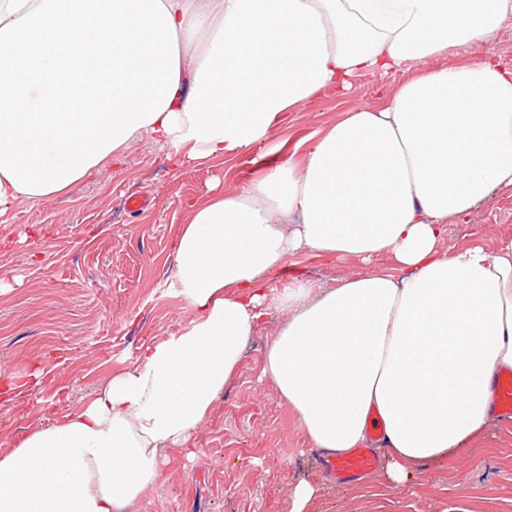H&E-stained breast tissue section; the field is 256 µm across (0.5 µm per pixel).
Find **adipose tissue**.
Here are the masks:
<instances>
[{"label":"adipose tissue","mask_w":512,"mask_h":512,"mask_svg":"<svg viewBox=\"0 0 512 512\" xmlns=\"http://www.w3.org/2000/svg\"><path fill=\"white\" fill-rule=\"evenodd\" d=\"M512 0H0V219L96 175L137 139L180 161L245 159L288 115L416 65L227 194L191 200L175 290L194 311L78 408L0 400L45 427L0 451V512H129L187 450L272 314L261 377L308 453L375 445L387 478L470 456L512 368V242L450 224L512 191V68L485 52ZM367 264L335 286L266 274L286 257ZM389 268H377L381 258Z\"/></svg>","instance_id":"1"}]
</instances>
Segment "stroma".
<instances>
[{
	"label": "stroma",
	"mask_w": 512,
	"mask_h": 512,
	"mask_svg": "<svg viewBox=\"0 0 512 512\" xmlns=\"http://www.w3.org/2000/svg\"><path fill=\"white\" fill-rule=\"evenodd\" d=\"M357 104L383 106L373 84L323 99L296 113V130L327 128ZM256 145L252 167L227 158L180 164L141 139L120 163L108 164L65 195L23 204L0 223V371L41 370L34 397L61 392L62 410L77 407L96 384L128 366L141 345L172 335L192 308L162 292L176 279L173 242L187 221L184 203L220 182L232 191L251 171L293 153L296 137ZM148 197L131 213L127 195ZM478 224L489 248L512 241V195L495 194L470 224L448 227L455 245ZM356 260H299L278 277L327 282L361 270ZM278 328L270 322L251 338L235 379L199 431L194 458L170 451L167 478L135 512H289L288 482L306 478L321 491L314 512H512V419L493 422L473 440L472 456L421 476L409 490L390 487L384 469L339 480L326 460L304 453L305 437L281 406L276 389L260 381L264 352Z\"/></svg>",
	"instance_id": "1"
}]
</instances>
